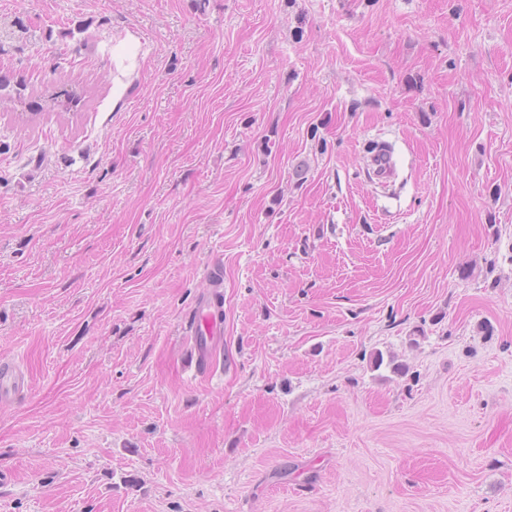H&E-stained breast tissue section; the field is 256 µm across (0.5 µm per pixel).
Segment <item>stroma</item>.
Here are the masks:
<instances>
[{
	"instance_id": "1",
	"label": "stroma",
	"mask_w": 512,
	"mask_h": 512,
	"mask_svg": "<svg viewBox=\"0 0 512 512\" xmlns=\"http://www.w3.org/2000/svg\"><path fill=\"white\" fill-rule=\"evenodd\" d=\"M0 76L85 96L0 90V512H512V0H0ZM216 290L212 296L204 295L186 320L185 329L192 336V345L187 351L190 367L197 374H212L217 371L218 358L224 348L221 325L224 309ZM27 389L25 373L13 362L0 360V404L21 399Z\"/></svg>"
}]
</instances>
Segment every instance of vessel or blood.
<instances>
[{"instance_id": "obj_1", "label": "vessel or blood", "mask_w": 512, "mask_h": 512, "mask_svg": "<svg viewBox=\"0 0 512 512\" xmlns=\"http://www.w3.org/2000/svg\"><path fill=\"white\" fill-rule=\"evenodd\" d=\"M206 274L213 282L216 292L204 295L189 314L185 329L192 338L187 352L188 363L196 373L211 374L218 368V358L224 348L221 325L223 305L218 294L224 283L220 260H212ZM28 389L25 373L13 362L0 360V404L21 399Z\"/></svg>"}]
</instances>
